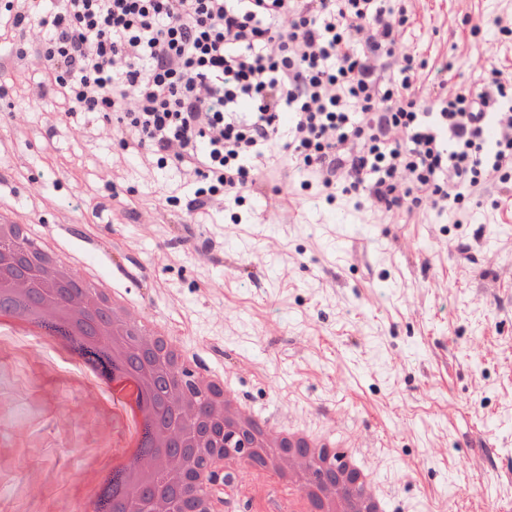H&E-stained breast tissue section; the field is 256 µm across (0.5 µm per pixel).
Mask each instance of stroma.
I'll return each instance as SVG.
<instances>
[{
    "label": "stroma",
    "mask_w": 512,
    "mask_h": 512,
    "mask_svg": "<svg viewBox=\"0 0 512 512\" xmlns=\"http://www.w3.org/2000/svg\"><path fill=\"white\" fill-rule=\"evenodd\" d=\"M402 47L423 60L418 96L512 81V0H398ZM480 32H472L473 24ZM35 52L0 46V201L37 224L66 220L124 250L132 285L231 389L283 422L331 429L366 460L387 512H512V193L495 176L479 202L409 212L358 204L285 154L267 158L243 204L186 205L193 172L125 149L112 121L38 98ZM190 223V240L178 239ZM8 435L45 456V485L82 480L81 449L58 454L59 423L82 430L86 391L39 402ZM223 512H286L287 493L237 465Z\"/></svg>",
    "instance_id": "stroma-1"
}]
</instances>
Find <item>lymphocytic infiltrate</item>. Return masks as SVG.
<instances>
[{
  "mask_svg": "<svg viewBox=\"0 0 512 512\" xmlns=\"http://www.w3.org/2000/svg\"><path fill=\"white\" fill-rule=\"evenodd\" d=\"M30 22L40 95L115 117L125 147L191 169L199 199L240 195L277 148L388 210L462 203L488 171L512 181V84L493 68L480 90L421 104L390 0H5L0 42L22 46Z\"/></svg>",
  "mask_w": 512,
  "mask_h": 512,
  "instance_id": "lymphocytic-infiltrate-1",
  "label": "lymphocytic infiltrate"
}]
</instances>
